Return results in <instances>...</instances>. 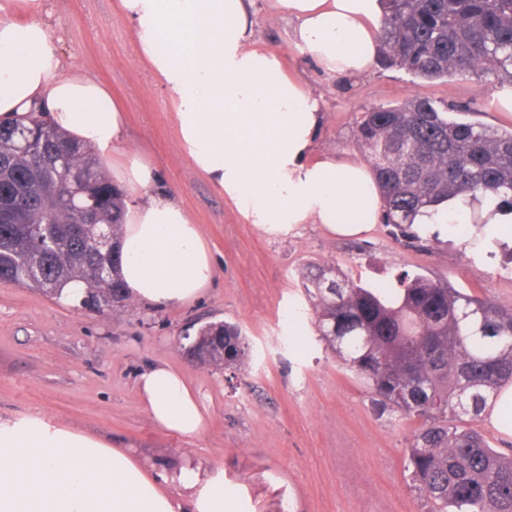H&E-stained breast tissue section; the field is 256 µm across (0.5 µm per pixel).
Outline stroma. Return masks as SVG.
Masks as SVG:
<instances>
[{
    "label": "stroma",
    "instance_id": "1",
    "mask_svg": "<svg viewBox=\"0 0 512 512\" xmlns=\"http://www.w3.org/2000/svg\"><path fill=\"white\" fill-rule=\"evenodd\" d=\"M60 48L126 110L128 139L173 188L212 248L216 277L192 303L156 310L126 306L92 312L40 291L0 283V415L42 413L107 438L157 471L191 465L223 473L239 512H428L414 488L406 450L420 422L381 407L319 341L298 274L333 264L371 286L421 273L512 305V270L503 251L475 261L463 240L410 246L385 224L358 238L305 224L282 239L244 223L177 145L166 89L140 59L118 0H50ZM256 45L272 48L322 96L319 145L360 159L354 137L363 109L414 97L471 105V120L512 128L495 83L452 77L426 83L380 66L348 81L329 78L291 38L275 0H254ZM298 311L303 336L288 327ZM224 320L242 327L247 363L236 371L190 362L180 340L189 324ZM164 361L184 374L208 410L197 437L162 430L139 408L137 375Z\"/></svg>",
    "mask_w": 512,
    "mask_h": 512
}]
</instances>
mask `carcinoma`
<instances>
[{"instance_id": "1", "label": "carcinoma", "mask_w": 512, "mask_h": 512, "mask_svg": "<svg viewBox=\"0 0 512 512\" xmlns=\"http://www.w3.org/2000/svg\"><path fill=\"white\" fill-rule=\"evenodd\" d=\"M380 40L384 62L416 79L476 76L512 86V0H385ZM465 112L417 96L367 108L357 121V143L383 187L384 223L405 238L420 241L416 216L450 198L495 199L512 209V130L465 120ZM31 119L46 153L69 148L89 185L68 203L60 169L19 151L12 130L0 128V282L53 297L81 281L85 297L103 301L122 284L115 265L112 282L96 279L107 256L75 232L78 207L93 197L97 224L116 241L124 195L96 154L56 130L45 111ZM300 278L325 348L383 408L423 420L408 468L429 512H512V457L473 425L512 384V306L422 274L373 288L333 265L309 263ZM199 335L205 364L245 363L249 345L239 325L213 322Z\"/></svg>"}]
</instances>
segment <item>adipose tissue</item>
Here are the masks:
<instances>
[{"mask_svg":"<svg viewBox=\"0 0 512 512\" xmlns=\"http://www.w3.org/2000/svg\"><path fill=\"white\" fill-rule=\"evenodd\" d=\"M297 45L326 74L352 79L380 57L382 0H276ZM27 16H0V124L26 121L45 104L50 121L110 161L126 195L120 273L129 299L162 309L195 301L215 280L200 227L156 168L128 145L125 113L107 88L62 53L44 0ZM138 53L167 90L178 147L192 167L267 236L303 224L337 236L369 231L383 192L366 163L318 149L320 97L288 74L276 50L253 41L252 0H119ZM482 227L469 250L482 259L512 239V212L488 200H449L417 217L422 237L461 236L472 212ZM140 407L158 427L196 437L205 428L197 391L168 363L136 379ZM0 512H237L223 475L182 466L159 474L101 436L38 413L0 418Z\"/></svg>","mask_w":512,"mask_h":512,"instance_id":"1","label":"adipose tissue"}]
</instances>
